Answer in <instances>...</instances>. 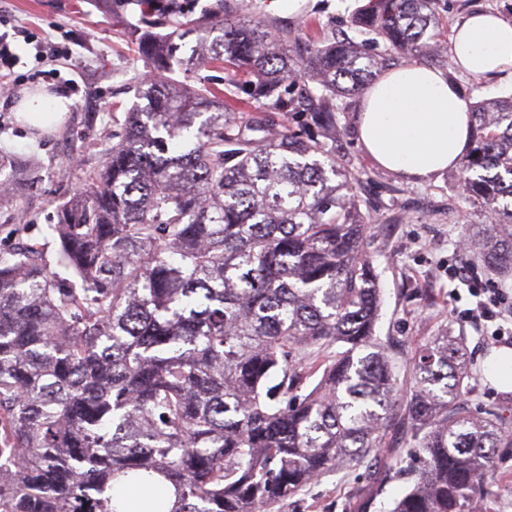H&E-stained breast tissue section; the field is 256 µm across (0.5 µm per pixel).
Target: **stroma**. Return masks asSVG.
<instances>
[{
	"label": "stroma",
	"instance_id": "obj_1",
	"mask_svg": "<svg viewBox=\"0 0 512 512\" xmlns=\"http://www.w3.org/2000/svg\"><path fill=\"white\" fill-rule=\"evenodd\" d=\"M366 2L306 0L297 10L288 0H256L260 12L278 26L299 29L308 20L319 21L316 34L326 40L353 39L350 18ZM475 10L511 18L512 0H437L442 39H449L454 22ZM18 28L28 35L15 43L21 63L13 70H0V85L10 90L9 96L0 97V150L12 155L16 164L1 169L0 177L18 183L30 180L34 187L0 208V224L11 223L17 211H24L30 225L26 239L42 244L52 265L57 245L48 226L56 221L58 203L78 187L76 164L101 157L106 146L103 132L111 128L113 117L146 107L135 86L147 69L100 0H5L0 33ZM46 40L58 48V55L35 58L33 44ZM431 65L456 80L471 102L512 93L511 77L486 82L458 74L450 52ZM34 90L72 102L64 121L41 135L33 134L17 115L20 99ZM359 102L356 95L338 101L342 111L337 115L336 153L358 174L362 210L369 213L373 226L364 250L372 257L383 288L376 334L394 341L400 370L428 338L446 330L465 335L474 374L469 406L499 402L507 391L495 381L497 361L502 350H512V320L498 321L504 333L500 340L480 329L465 317L475 297L466 283L448 276L449 265L460 258L457 243L463 225L485 223L486 217L465 199L456 171L412 183L375 164L356 134ZM367 479L364 465L330 470L289 499L288 512H342L345 495Z\"/></svg>",
	"mask_w": 512,
	"mask_h": 512
}]
</instances>
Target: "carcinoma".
Returning <instances> with one entry per match:
<instances>
[{"label":"carcinoma","mask_w":512,"mask_h":512,"mask_svg":"<svg viewBox=\"0 0 512 512\" xmlns=\"http://www.w3.org/2000/svg\"><path fill=\"white\" fill-rule=\"evenodd\" d=\"M101 2L158 68L222 63L266 111L144 81L149 110L125 113L49 225L73 279L37 242L0 251V512H137L114 505L120 480L152 512H284L376 452L343 512H369L409 459L389 512H498L512 402L470 410L465 337L446 333L414 352L402 394L375 335L381 288L358 177L336 157V100L379 59L278 28L252 0L198 16L197 0ZM351 25L386 53L434 55L435 0H369ZM190 33L178 60L170 41ZM471 122L459 175L493 223L463 239L512 277V94Z\"/></svg>","instance_id":"cac0c4a2"}]
</instances>
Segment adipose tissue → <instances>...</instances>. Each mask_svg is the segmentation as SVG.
I'll return each instance as SVG.
<instances>
[{
  "mask_svg": "<svg viewBox=\"0 0 512 512\" xmlns=\"http://www.w3.org/2000/svg\"><path fill=\"white\" fill-rule=\"evenodd\" d=\"M455 66L489 81L512 73V18L477 12L457 24ZM357 135L381 167L409 181L456 168L471 140L469 101L447 73L409 62L384 73L362 94Z\"/></svg>",
  "mask_w": 512,
  "mask_h": 512,
  "instance_id": "adipose-tissue-1",
  "label": "adipose tissue"
}]
</instances>
